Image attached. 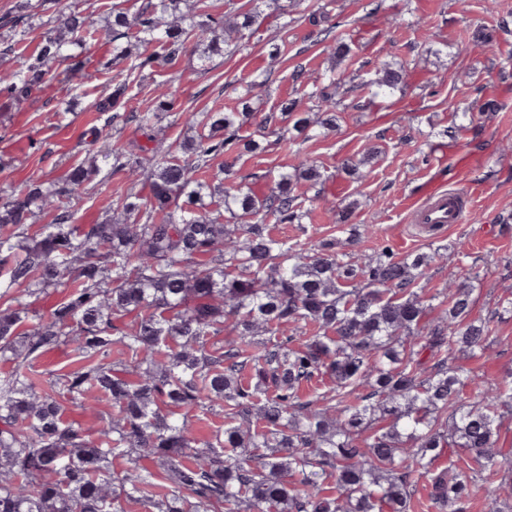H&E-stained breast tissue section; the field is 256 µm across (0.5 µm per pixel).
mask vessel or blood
<instances>
[{"label":"vessel or blood","instance_id":"1","mask_svg":"<svg viewBox=\"0 0 512 512\" xmlns=\"http://www.w3.org/2000/svg\"><path fill=\"white\" fill-rule=\"evenodd\" d=\"M479 193L475 186L462 193L431 181L419 193L407 198L404 206L410 223L426 225L434 232L450 224L463 223Z\"/></svg>","mask_w":512,"mask_h":512}]
</instances>
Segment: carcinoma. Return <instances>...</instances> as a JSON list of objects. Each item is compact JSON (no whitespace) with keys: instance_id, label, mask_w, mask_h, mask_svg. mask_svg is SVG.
I'll return each mask as SVG.
<instances>
[{"instance_id":"cac0c4a2","label":"carcinoma","mask_w":512,"mask_h":512,"mask_svg":"<svg viewBox=\"0 0 512 512\" xmlns=\"http://www.w3.org/2000/svg\"><path fill=\"white\" fill-rule=\"evenodd\" d=\"M183 0H144L130 15L112 13L101 29L79 13L62 16L44 33L37 53L0 76V99L29 97L53 80L51 64L67 57L73 37L112 42L115 60L143 72L154 55H132L118 41L135 30L156 42L168 61L189 41L224 53L233 33L253 31L258 14L228 18L182 12ZM24 13L0 17L18 34L31 25ZM404 84L401 69L385 67L375 85ZM128 86L99 100L105 124L133 123L153 141L154 120L177 108L171 92L155 98L153 112H127ZM318 115L280 103L282 116L302 134L336 124V101L315 92ZM255 113L215 110L185 117L207 133L183 157L156 162L122 199L123 218L74 224L64 201L105 169L139 174L134 161L103 139L95 160L0 201V512H124V500L152 503L153 474L112 472V458L151 456L166 467L165 512H409L420 480L441 512H465L490 476H512V456L497 448L504 418L512 417V384L487 389L471 405L460 402L476 376L448 363L458 349L475 355L490 343L489 322L473 317V289L461 283L447 295L443 315L426 322L427 307L413 290L427 278L438 252L396 259L382 253L357 263L336 243L310 247L275 237L263 221L304 224L311 211L297 205L295 183H318L317 166L301 161L267 193L228 191L194 177L220 155L259 143L242 135ZM52 221L30 232L38 215ZM260 217L228 224L224 215ZM64 298L48 316L29 318L25 298ZM313 325L299 346L279 338L285 325ZM229 327L224 351L207 337ZM61 347L83 364L56 376V394H41L31 361ZM125 358L108 360L112 348ZM327 378L355 401L330 410L301 400L302 384ZM105 402L100 426L90 431L65 417V403L80 409ZM224 410V438L201 442L190 417ZM461 449L471 464L437 472L444 449Z\"/></svg>"}]
</instances>
